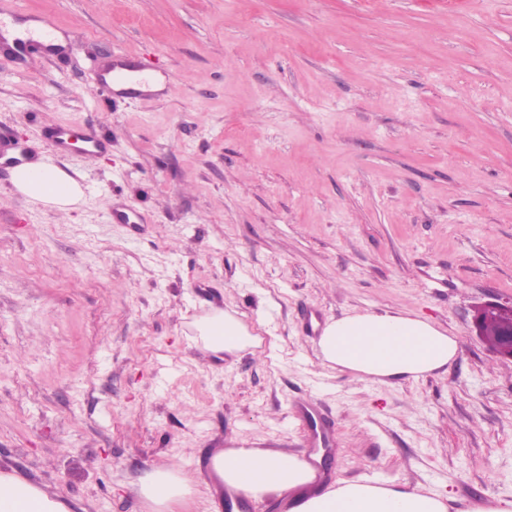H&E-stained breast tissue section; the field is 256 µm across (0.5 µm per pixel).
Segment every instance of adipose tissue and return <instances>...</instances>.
Returning a JSON list of instances; mask_svg holds the SVG:
<instances>
[{
	"label": "adipose tissue",
	"mask_w": 512,
	"mask_h": 512,
	"mask_svg": "<svg viewBox=\"0 0 512 512\" xmlns=\"http://www.w3.org/2000/svg\"><path fill=\"white\" fill-rule=\"evenodd\" d=\"M15 189L29 199L67 207L82 196L77 181L57 165L37 161L15 167ZM201 346L230 354L257 343L233 314L212 308L197 323ZM458 353L456 337L418 314L356 312L326 324L317 343L321 364L366 381L415 380L446 368ZM212 487L261 501L287 499L288 512H448L446 495L424 489L382 487L340 479L314 488L316 474L297 453L262 448H226L211 458ZM137 494L151 512H191L194 480L179 469H153ZM0 512H69L57 496L13 472H0Z\"/></svg>",
	"instance_id": "1"
}]
</instances>
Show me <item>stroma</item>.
I'll return each instance as SVG.
<instances>
[{
  "instance_id": "stroma-1",
  "label": "stroma",
  "mask_w": 512,
  "mask_h": 512,
  "mask_svg": "<svg viewBox=\"0 0 512 512\" xmlns=\"http://www.w3.org/2000/svg\"><path fill=\"white\" fill-rule=\"evenodd\" d=\"M18 6L81 47L0 48V471L74 512H149L134 488L172 463L201 501L235 440L320 465L310 401L324 485L512 499V361L473 330L512 302V0ZM117 53L163 90L108 97ZM57 128L107 148L57 151ZM21 147L81 204L18 193ZM214 307L259 345L204 356ZM364 310L430 318L455 361L394 384L322 367L325 323ZM493 311L494 313H512V305H502L497 303H489L481 306L476 312L474 318V328L476 330V335L486 344L489 351L493 353L496 357L501 359H510L512 360V323L509 322L504 331L501 333V341L496 349H492L490 345L483 338V320L485 313Z\"/></svg>"
}]
</instances>
